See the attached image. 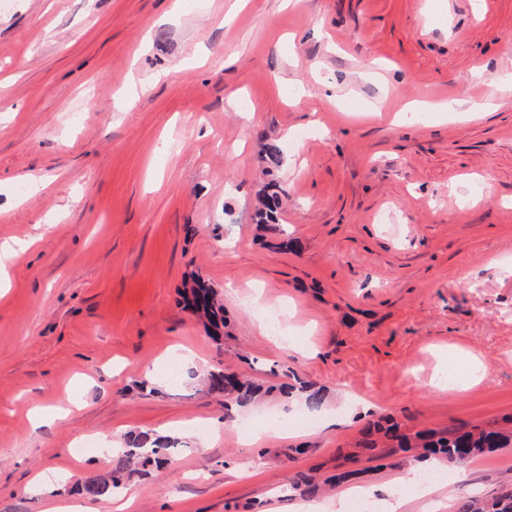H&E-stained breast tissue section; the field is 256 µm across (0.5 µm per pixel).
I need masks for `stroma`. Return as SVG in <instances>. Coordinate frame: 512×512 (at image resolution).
<instances>
[{
    "mask_svg": "<svg viewBox=\"0 0 512 512\" xmlns=\"http://www.w3.org/2000/svg\"><path fill=\"white\" fill-rule=\"evenodd\" d=\"M476 62L512 73V0H0V244L28 246L0 270V512L73 502L121 427L180 440L174 466L132 474L135 512H303L289 475L333 474L359 401L412 432L512 414V87L481 118L436 109L482 102ZM195 273L238 291L222 342L181 304ZM470 352L496 366L478 390L427 386ZM220 363L327 399L225 415L197 376ZM59 405L66 421L28 417ZM359 465L371 512L512 483V447L424 498ZM262 192L260 206L254 215L256 224H275L284 190L277 183L269 182ZM292 377L294 383H283L277 387L279 394L286 399L294 393L299 394L303 397L307 409L312 411L320 409L325 402L326 391L314 383L302 380L294 373Z\"/></svg>",
    "mask_w": 512,
    "mask_h": 512,
    "instance_id": "1",
    "label": "stroma"
}]
</instances>
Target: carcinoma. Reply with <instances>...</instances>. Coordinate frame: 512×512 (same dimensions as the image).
I'll list each match as a JSON object with an SVG mask.
<instances>
[{
  "mask_svg": "<svg viewBox=\"0 0 512 512\" xmlns=\"http://www.w3.org/2000/svg\"><path fill=\"white\" fill-rule=\"evenodd\" d=\"M284 190L275 182L268 183L262 193L260 206L255 212L258 224H274L281 208ZM187 307L194 312H204L213 331L214 341H220V329L224 326V304L215 289L204 279L194 281L185 295ZM205 381L208 390L224 393L226 411L232 408L249 407L271 392L263 389L250 378L230 373L220 366L207 372ZM279 394L287 398L296 393L303 397L309 410H318L326 399V391L315 384L293 376V382L277 387ZM358 447L371 452L387 448L391 454H402L401 464L409 466L429 460L441 464L465 467L474 459L500 448L512 447V415L485 425H471L460 422L440 431L423 429L408 432L394 416L368 418L359 430ZM177 440L156 436L149 431L131 430L126 435V448L112 454V465L105 475H96L84 480L77 491L87 497L99 499L115 496L125 488L126 479L133 473L136 463L143 467L163 468L174 464L173 452ZM325 483L316 476L296 472L290 477V487L308 497L319 495ZM448 512H500L496 494L489 493L482 498L461 496L448 507Z\"/></svg>",
  "mask_w": 512,
  "mask_h": 512,
  "instance_id": "cac0c4a2",
  "label": "carcinoma"
}]
</instances>
